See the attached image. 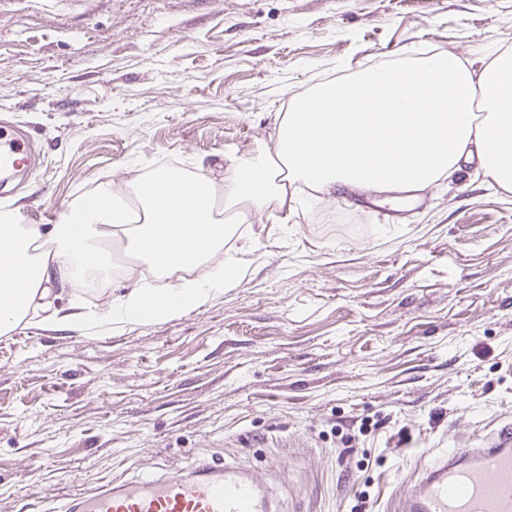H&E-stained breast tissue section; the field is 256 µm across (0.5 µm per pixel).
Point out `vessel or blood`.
<instances>
[{
  "label": "vessel or blood",
  "mask_w": 512,
  "mask_h": 512,
  "mask_svg": "<svg viewBox=\"0 0 512 512\" xmlns=\"http://www.w3.org/2000/svg\"><path fill=\"white\" fill-rule=\"evenodd\" d=\"M36 161L23 126L0 118V179ZM75 512H270L261 482L236 462L185 476L145 474L82 497ZM387 512H512V422L479 444L434 455Z\"/></svg>",
  "instance_id": "b4317fda"
}]
</instances>
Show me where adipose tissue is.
<instances>
[{
    "label": "adipose tissue",
    "mask_w": 512,
    "mask_h": 512,
    "mask_svg": "<svg viewBox=\"0 0 512 512\" xmlns=\"http://www.w3.org/2000/svg\"><path fill=\"white\" fill-rule=\"evenodd\" d=\"M477 163L496 190L512 192V47L480 72L453 53L409 57L321 81L291 96L273 149L237 164L222 186L210 173L160 169L108 184L50 227L0 212V335L49 311L53 282H112L110 243L148 265L156 285L123 294L129 320L173 317L231 284L240 269L224 249L243 213L294 202L297 189L418 192Z\"/></svg>",
    "instance_id": "adipose-tissue-1"
}]
</instances>
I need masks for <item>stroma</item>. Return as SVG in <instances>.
Here are the masks:
<instances>
[{"label":"stroma","instance_id":"1","mask_svg":"<svg viewBox=\"0 0 512 512\" xmlns=\"http://www.w3.org/2000/svg\"><path fill=\"white\" fill-rule=\"evenodd\" d=\"M512 0H0V114L39 164L0 210L64 212L98 184L272 147L288 97L419 53L472 69ZM304 193L225 247L242 273L174 317L0 335V512H68L115 478L235 460L274 512H384L431 454L512 422V194L467 167L398 224L383 196Z\"/></svg>","mask_w":512,"mask_h":512}]
</instances>
